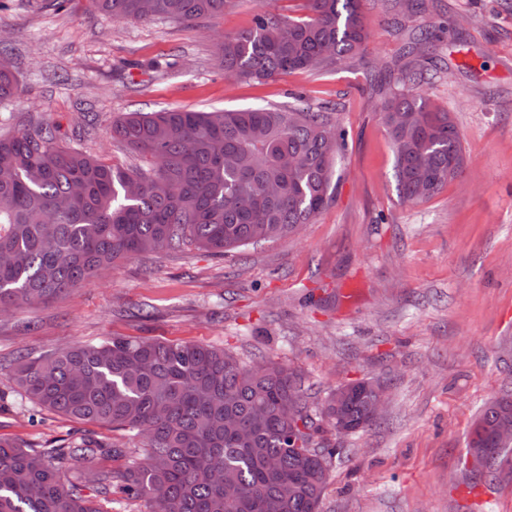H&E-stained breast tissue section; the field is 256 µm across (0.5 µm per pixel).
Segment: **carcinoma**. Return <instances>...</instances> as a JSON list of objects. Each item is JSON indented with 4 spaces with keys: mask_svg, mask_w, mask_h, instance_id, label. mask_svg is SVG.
<instances>
[{
    "mask_svg": "<svg viewBox=\"0 0 512 512\" xmlns=\"http://www.w3.org/2000/svg\"><path fill=\"white\" fill-rule=\"evenodd\" d=\"M234 0H92L115 22L164 19L193 26L224 15ZM365 0H304L306 14L261 11L224 35L225 75L260 80L333 67L367 49ZM434 34L409 33L396 82L380 105L405 202L441 192L459 176L460 134L420 88L431 78ZM18 80L0 58V101ZM112 139L151 162L147 171L109 166L57 143L40 125L0 138V305L46 302L116 261L174 250L185 242L214 254L275 241L311 224L334 199V160L344 133L328 112L188 110L133 112L112 123ZM30 403L83 423L135 430L130 449L85 435L34 449L0 437V512H107L111 481L96 494L68 479L65 461L85 468L99 456L126 457L123 491L148 512H319L339 449L324 434L336 420L355 431L377 390L347 384L345 398L315 408L299 374L267 361L254 367L213 345L114 336L49 354L22 355L12 369ZM512 425V395L490 401L466 450L488 452L481 476L512 464L496 428Z\"/></svg>",
    "mask_w": 512,
    "mask_h": 512,
    "instance_id": "carcinoma-1",
    "label": "carcinoma"
}]
</instances>
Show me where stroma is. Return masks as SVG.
Wrapping results in <instances>:
<instances>
[{"label":"stroma","instance_id":"obj_1","mask_svg":"<svg viewBox=\"0 0 512 512\" xmlns=\"http://www.w3.org/2000/svg\"><path fill=\"white\" fill-rule=\"evenodd\" d=\"M289 0H236L192 27L116 23L91 0H0V47L18 95L0 136L43 122L62 145L107 164L144 161L113 141L129 112L329 106L345 132L333 202L290 237L210 254L192 245L142 254L48 303L0 312V437L53 448L91 435L138 447L128 431L35 407L9 375L36 355L113 336L195 341L241 362L295 369L310 403L337 386L387 388L384 425L344 438L319 512H512V473L473 480L463 460L486 403L512 393V0H428L394 28L368 13L366 54L329 72L254 81L225 76L224 34ZM445 26L443 75L424 94L453 118L461 174L411 204L378 116L408 31Z\"/></svg>","mask_w":512,"mask_h":512}]
</instances>
